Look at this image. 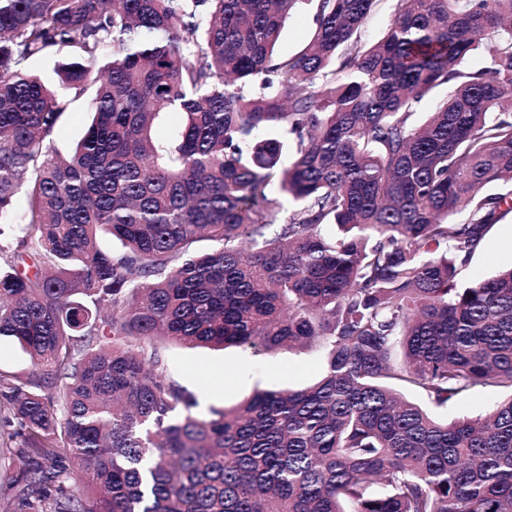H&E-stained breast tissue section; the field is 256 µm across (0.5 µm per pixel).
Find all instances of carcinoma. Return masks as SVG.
<instances>
[{
    "label": "carcinoma",
    "mask_w": 512,
    "mask_h": 512,
    "mask_svg": "<svg viewBox=\"0 0 512 512\" xmlns=\"http://www.w3.org/2000/svg\"><path fill=\"white\" fill-rule=\"evenodd\" d=\"M299 2L0 0V512H512V397L399 391H512V267L464 279L512 211V0H393L373 44L377 0H317L284 55ZM161 340L324 370L201 415ZM316 1L300 3L286 22L280 52L295 53L315 27ZM393 2L378 0L362 31L364 42L372 43L380 39L393 18ZM90 123L86 97L75 98L60 118L54 145L61 153H67L85 134ZM31 369L28 356L14 341L1 337L0 339V370L15 373H26ZM507 397L508 393L504 391H476L463 401L450 403L447 408L439 409L438 415L448 421L463 415L476 417L484 414L495 402Z\"/></svg>",
    "instance_id": "1"
}]
</instances>
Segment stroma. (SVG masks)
<instances>
[{
  "mask_svg": "<svg viewBox=\"0 0 512 512\" xmlns=\"http://www.w3.org/2000/svg\"><path fill=\"white\" fill-rule=\"evenodd\" d=\"M314 0H301L286 22L280 51L295 53L315 27ZM90 123L86 98L74 99L60 118L54 145L68 152L85 134ZM512 265V212L495 224L465 271L466 278H489L503 267ZM161 353L171 376L182 386L198 391L199 409L232 406L254 390L301 389L321 375L323 356L318 348H294L276 355L231 346L223 350L189 348L164 344ZM211 377L201 386L200 371Z\"/></svg>",
  "mask_w": 512,
  "mask_h": 512,
  "instance_id": "obj_1",
  "label": "stroma"
}]
</instances>
